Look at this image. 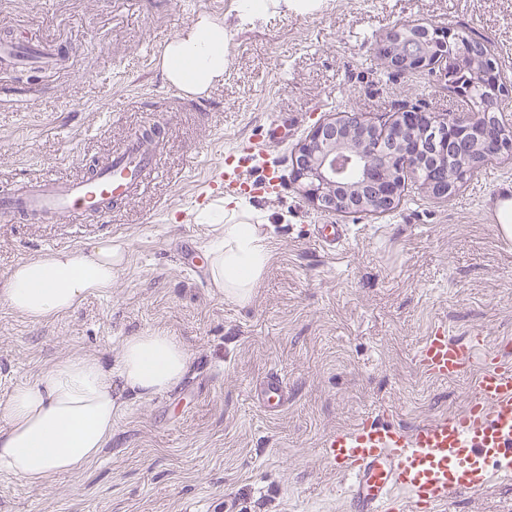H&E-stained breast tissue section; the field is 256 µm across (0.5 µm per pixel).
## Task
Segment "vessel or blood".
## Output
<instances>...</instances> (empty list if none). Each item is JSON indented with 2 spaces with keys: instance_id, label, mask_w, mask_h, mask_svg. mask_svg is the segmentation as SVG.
<instances>
[{
  "instance_id": "1",
  "label": "vessel or blood",
  "mask_w": 512,
  "mask_h": 512,
  "mask_svg": "<svg viewBox=\"0 0 512 512\" xmlns=\"http://www.w3.org/2000/svg\"><path fill=\"white\" fill-rule=\"evenodd\" d=\"M25 56L45 67L56 62L53 50L45 47L0 45V65ZM155 150L149 140L135 136L82 178L16 182L0 194V217L40 223L105 218L144 187L154 171ZM260 156L255 150L220 166L198 204L241 189L243 172ZM484 218L491 224L512 223L511 180L496 181L493 206ZM417 363L431 378L471 376L467 401L460 410L410 430L367 418L328 435L323 443L328 463L353 477L348 497L354 512H436L449 495L485 487L492 473L512 480V357L488 347L485 337L461 341L437 328L424 339ZM260 397L266 407L282 406V379L267 378Z\"/></svg>"
}]
</instances>
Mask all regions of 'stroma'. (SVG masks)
Returning a JSON list of instances; mask_svg holds the SVG:
<instances>
[{"instance_id": "obj_1", "label": "stroma", "mask_w": 512, "mask_h": 512, "mask_svg": "<svg viewBox=\"0 0 512 512\" xmlns=\"http://www.w3.org/2000/svg\"><path fill=\"white\" fill-rule=\"evenodd\" d=\"M238 0H0V31L66 52L62 68L18 80L0 69V192L20 180L74 179L161 126L158 166L132 203L80 224L0 220V280L20 261L112 238L126 266L102 294L32 323L0 302V402L44 364L114 357L122 339L160 329L192 353L183 380L126 395L99 457L79 475L30 488L0 473V512H350L349 477L327 464V435L362 418L412 429L464 403L469 381L425 376L416 362L435 328L490 344L512 341V241L482 216L486 162L455 193L434 196L408 175L390 212H328L292 180L296 147L327 118L357 113L385 127L397 109L446 119L467 102L440 70L400 74L380 54L406 22L481 33L512 91V0H326L231 30L224 78L186 95L162 74L166 43L200 15H235ZM287 123L286 141L268 143ZM279 169L273 200L246 199L273 227V259L249 305L215 294L195 198L237 143ZM325 224L347 240L329 249ZM279 374L288 397L267 412L255 393ZM445 512H512V483L492 478L453 494Z\"/></svg>"}]
</instances>
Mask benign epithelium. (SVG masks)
<instances>
[{"mask_svg":"<svg viewBox=\"0 0 512 512\" xmlns=\"http://www.w3.org/2000/svg\"><path fill=\"white\" fill-rule=\"evenodd\" d=\"M384 48L388 66L408 71L434 67L436 60L429 59L433 52L446 63L445 52H452L455 66L469 68L474 75L471 85L459 90L465 97L495 81L497 69L491 57L473 45H461L451 31L399 25L388 32ZM475 126L482 128L479 152L483 159L512 153L508 122L494 125L484 112L438 121L427 112L401 108L381 135L355 113L329 118L319 122L297 147L292 178L311 202L324 209L385 213L401 196L404 174L425 161L421 145L408 146V137L426 130L432 135V154L445 157L450 148L472 151L468 133ZM427 188L436 196L448 195V172L432 169Z\"/></svg>","mask_w":512,"mask_h":512,"instance_id":"benign-epithelium-1","label":"benign epithelium"}]
</instances>
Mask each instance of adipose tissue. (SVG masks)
<instances>
[{
	"instance_id": "ef3b65f1",
	"label": "adipose tissue",
	"mask_w": 512,
	"mask_h": 512,
	"mask_svg": "<svg viewBox=\"0 0 512 512\" xmlns=\"http://www.w3.org/2000/svg\"><path fill=\"white\" fill-rule=\"evenodd\" d=\"M228 33L225 23L199 16L166 45L164 77L187 94L209 90L223 79ZM213 225L205 247L215 293L248 304L271 260L270 234L239 220L220 199L195 216ZM126 260L123 244L105 238L90 249L56 250L19 262L0 283V301L28 321L40 323L75 308L90 293L111 288ZM192 355L160 330L126 337L114 364L92 354L59 358L0 403V473L31 487L56 474H77L95 461L112 437L122 393L150 397L177 386Z\"/></svg>"
}]
</instances>
